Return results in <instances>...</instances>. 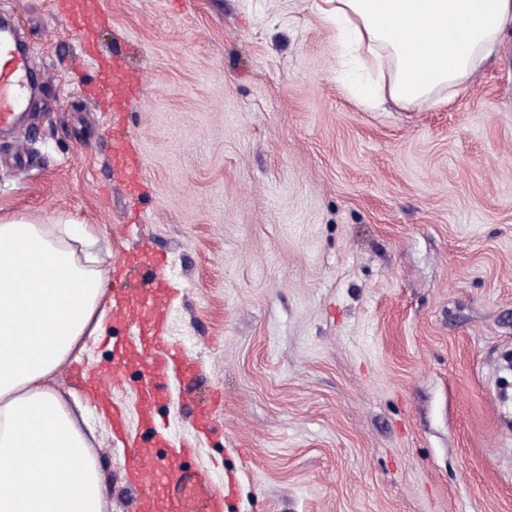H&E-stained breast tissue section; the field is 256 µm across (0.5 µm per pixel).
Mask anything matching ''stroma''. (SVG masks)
Segmentation results:
<instances>
[{
  "label": "stroma",
  "mask_w": 512,
  "mask_h": 512,
  "mask_svg": "<svg viewBox=\"0 0 512 512\" xmlns=\"http://www.w3.org/2000/svg\"><path fill=\"white\" fill-rule=\"evenodd\" d=\"M56 0H0L40 82L0 128V217L90 226L106 302L166 256L168 332L198 369L155 409L223 483L224 512H512V34L451 101L367 110L336 82L314 0H92L100 54L139 78L112 112ZM106 319L77 354L107 368ZM137 367L110 384L133 436ZM104 512H134L128 454L85 410Z\"/></svg>",
  "instance_id": "stroma-1"
}]
</instances>
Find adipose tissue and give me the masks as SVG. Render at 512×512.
I'll return each mask as SVG.
<instances>
[{
  "instance_id": "ef3b65f1",
  "label": "adipose tissue",
  "mask_w": 512,
  "mask_h": 512,
  "mask_svg": "<svg viewBox=\"0 0 512 512\" xmlns=\"http://www.w3.org/2000/svg\"><path fill=\"white\" fill-rule=\"evenodd\" d=\"M336 27L341 63L370 82L362 105L407 109L465 88L512 24V0H316ZM76 220H0V512H102L101 480L86 433L48 379L82 337L104 329L107 272L76 245Z\"/></svg>"
}]
</instances>
